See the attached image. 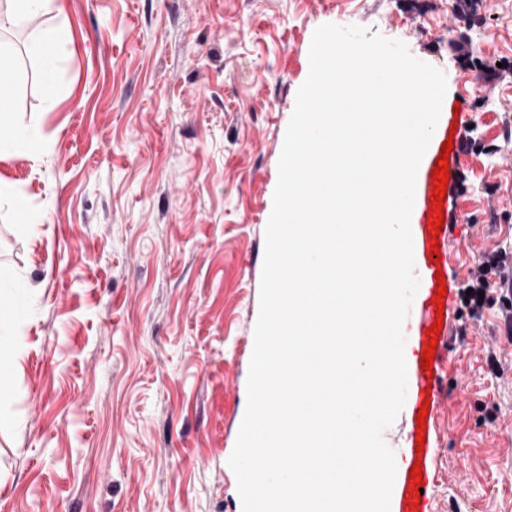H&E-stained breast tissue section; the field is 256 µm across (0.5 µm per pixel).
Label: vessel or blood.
Segmentation results:
<instances>
[{
  "instance_id": "1",
  "label": "vessel or blood",
  "mask_w": 512,
  "mask_h": 512,
  "mask_svg": "<svg viewBox=\"0 0 512 512\" xmlns=\"http://www.w3.org/2000/svg\"><path fill=\"white\" fill-rule=\"evenodd\" d=\"M451 133L450 126H443L435 129L431 138L432 150L427 160V170L423 172L420 179V197L421 204L419 206L420 224H419V240L418 249L425 258L423 274V288L426 292L425 298L417 303L413 313L415 315L414 336L410 349V359L408 361L407 377L411 382L412 407L413 409H421L424 400L435 398L436 391L432 387L433 380L430 378L428 371L423 370L421 365L422 353L428 342L426 335L427 329L435 322V304L433 295L438 285L435 275L437 271L447 269L451 264L450 256H441L439 262H431V238L433 229L431 222V198H432V179L430 171L436 166V160L442 152V146L446 143ZM431 445H418L416 440H409L407 448H404V461L401 465V480L398 488L397 512H428L426 506H418L417 510H410L407 500L412 491L411 469L418 460L419 452H431Z\"/></svg>"
}]
</instances>
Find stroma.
Listing matches in <instances>:
<instances>
[{
	"label": "stroma",
	"mask_w": 512,
	"mask_h": 512,
	"mask_svg": "<svg viewBox=\"0 0 512 512\" xmlns=\"http://www.w3.org/2000/svg\"><path fill=\"white\" fill-rule=\"evenodd\" d=\"M324 24L442 71L460 129L450 240L466 277L512 244V0H53L7 28L0 147V512H242L229 465L247 405L266 226L309 48ZM58 29L46 100L30 30ZM485 310L440 372L431 512H512V345ZM493 346L506 373L492 376ZM20 357V350L18 345L12 342H2L0 340V391L1 394L5 391L10 384V374L13 372L14 367ZM7 365V371H1V364Z\"/></svg>",
	"instance_id": "obj_1"
}]
</instances>
